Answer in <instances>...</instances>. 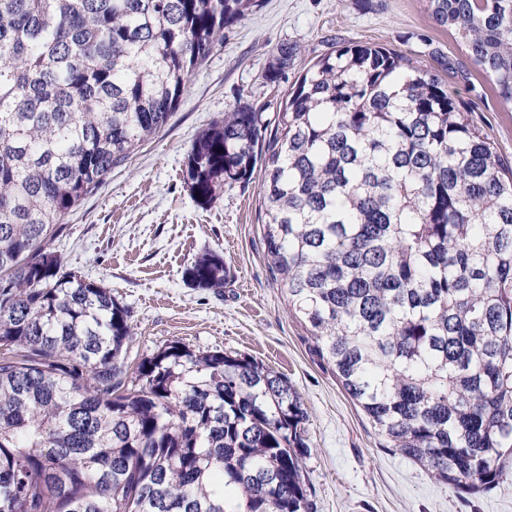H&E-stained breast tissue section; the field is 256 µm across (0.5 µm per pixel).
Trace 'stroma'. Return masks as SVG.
I'll use <instances>...</instances> for the list:
<instances>
[{
    "label": "stroma",
    "instance_id": "stroma-1",
    "mask_svg": "<svg viewBox=\"0 0 512 512\" xmlns=\"http://www.w3.org/2000/svg\"><path fill=\"white\" fill-rule=\"evenodd\" d=\"M348 41L416 58L512 164V106L501 103L454 31L435 24L427 0H262L225 30L160 132L65 216L51 246L67 269L110 288L128 309L133 358L177 340L249 356L288 380L307 412L303 473L313 512H512V469L492 490L471 493L382 447L332 368L313 353L268 267L261 173L205 206L187 185L188 152L212 120L245 100L263 106L273 122L303 68ZM284 42L298 48L294 63L279 83L265 84L262 75ZM208 253L223 257L230 271L223 288H201L187 276Z\"/></svg>",
    "mask_w": 512,
    "mask_h": 512
}]
</instances>
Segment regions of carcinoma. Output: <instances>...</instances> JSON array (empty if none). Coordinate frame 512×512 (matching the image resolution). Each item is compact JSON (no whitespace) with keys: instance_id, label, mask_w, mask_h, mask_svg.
<instances>
[{"instance_id":"cac0c4a2","label":"carcinoma","mask_w":512,"mask_h":512,"mask_svg":"<svg viewBox=\"0 0 512 512\" xmlns=\"http://www.w3.org/2000/svg\"><path fill=\"white\" fill-rule=\"evenodd\" d=\"M260 0H0V512H311L301 398L245 355L129 363L112 290L50 249ZM512 104V0H428ZM297 47L263 74L277 84ZM240 102L193 141L198 204L263 170L266 260L383 446L493 489L512 462V166L439 77L338 43L274 135ZM222 288L224 259L188 269Z\"/></svg>"}]
</instances>
